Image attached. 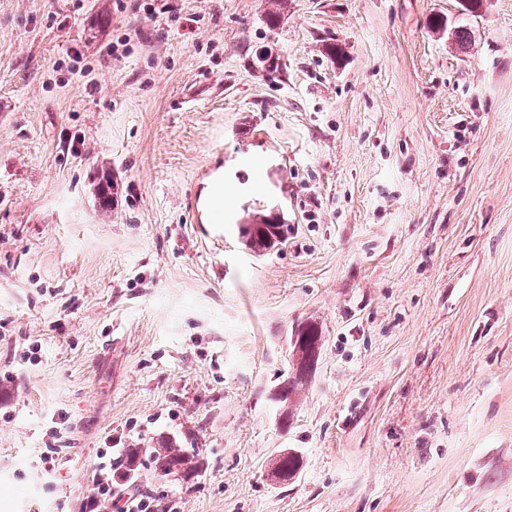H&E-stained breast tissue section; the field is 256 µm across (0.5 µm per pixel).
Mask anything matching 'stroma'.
I'll use <instances>...</instances> for the list:
<instances>
[{"label": "stroma", "mask_w": 512, "mask_h": 512, "mask_svg": "<svg viewBox=\"0 0 512 512\" xmlns=\"http://www.w3.org/2000/svg\"><path fill=\"white\" fill-rule=\"evenodd\" d=\"M144 2L0 0V512H512V0ZM238 232L248 250L261 254L286 239L288 224L277 214H259L238 224ZM295 335L296 336H291L290 339L293 356H296L298 363L311 362L312 364L316 357V353L308 357V345L310 341V336H318V333L314 331L312 326L304 325L303 327L295 331ZM319 340L320 336H318V338L314 340V344H317ZM158 447L152 448L151 456L155 463V470L162 476H179L187 478L198 468L195 450L181 448L177 442L165 441ZM275 460V476L285 482L294 478L300 468V458L295 451H280ZM129 477L118 471L113 472L112 477H106L98 483L97 492L87 501L86 509L88 512H100L101 502L108 501L112 507H116L121 512H164V508L159 509V505L154 503L150 497L142 494L128 495L121 507L118 502L123 499V495L118 489L127 484Z\"/></svg>", "instance_id": "1"}]
</instances>
